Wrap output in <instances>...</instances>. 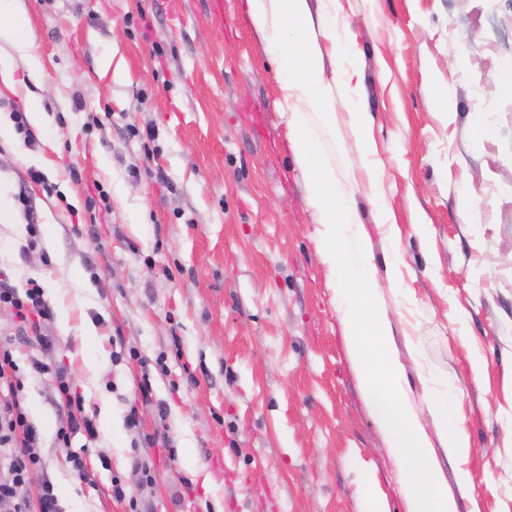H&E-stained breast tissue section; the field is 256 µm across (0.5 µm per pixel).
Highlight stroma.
<instances>
[{
  "instance_id": "obj_1",
  "label": "stroma",
  "mask_w": 512,
  "mask_h": 512,
  "mask_svg": "<svg viewBox=\"0 0 512 512\" xmlns=\"http://www.w3.org/2000/svg\"><path fill=\"white\" fill-rule=\"evenodd\" d=\"M20 2L0 17L13 71L0 123L35 105L47 119L34 142L0 139V272L21 288L36 279L53 312L22 336L0 304V347L38 430L29 512L47 476L62 512H362L366 472L389 512H405L343 341L278 64L247 0ZM309 6L334 11L351 49L325 69L359 75L333 88L347 147L336 173L405 380L421 411L447 382L469 436L470 485L436 451L445 485L458 512H512V93L494 83L512 58V0ZM10 31L18 43L2 40ZM484 116L492 132L480 138ZM88 324L94 335L81 334ZM97 358L109 368L93 381ZM58 367L91 419L111 401V430L58 441ZM72 451L89 481L74 477ZM116 478L137 507L113 498Z\"/></svg>"
}]
</instances>
